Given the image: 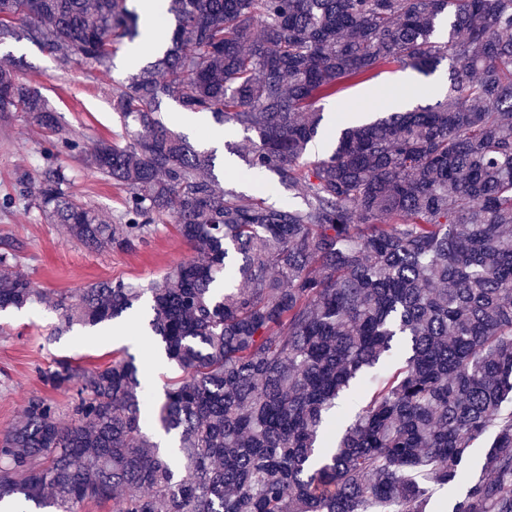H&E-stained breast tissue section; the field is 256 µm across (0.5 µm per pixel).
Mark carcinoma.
Segmentation results:
<instances>
[{
  "mask_svg": "<svg viewBox=\"0 0 512 512\" xmlns=\"http://www.w3.org/2000/svg\"><path fill=\"white\" fill-rule=\"evenodd\" d=\"M161 55L112 86L128 143L84 150L47 100L0 65V113L125 187L111 223L48 165L20 194L91 249L129 250L169 217L197 256L148 289L105 280L61 294L59 330L138 308L181 374L155 419L132 356L40 372L0 437V504L83 512H426L429 484H469L452 512H512V0H163ZM139 35L128 0H0V46L23 37L60 67L108 69ZM436 100L350 120L323 158L319 102L396 64ZM171 100L245 134L246 174L303 198L226 189L213 155L168 127ZM0 249V311L38 295ZM176 435L173 453L149 424ZM492 449L478 480L471 448Z\"/></svg>",
  "mask_w": 512,
  "mask_h": 512,
  "instance_id": "carcinoma-1",
  "label": "carcinoma"
}]
</instances>
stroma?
Here are the masks:
<instances>
[{
	"label": "stroma",
	"instance_id": "35a3bbf8",
	"mask_svg": "<svg viewBox=\"0 0 512 512\" xmlns=\"http://www.w3.org/2000/svg\"><path fill=\"white\" fill-rule=\"evenodd\" d=\"M0 64L12 66L37 88L61 122L78 134L84 148L120 133L110 92L129 74L116 64L105 73L90 65L63 69L54 55L24 40L9 42L7 51H0ZM412 76V70L391 64L377 70L372 78L343 83L336 98L356 112H382L386 105L375 101V94L396 91ZM50 139L48 130L30 117L13 114L0 118V242L15 246L17 272L41 293L39 300L24 309L0 312V435L22 417L31 397L44 396L60 410L68 409L72 393L52 390L39 379L40 370L55 360L66 358L89 368L133 354L143 364L147 389L155 396L162 394L166 381L178 374L167 362L156 361L154 345L138 339L142 329L138 315L97 329L76 326L55 335L59 314L49 305V298L102 280L145 285L191 257L192 251L170 221L155 225L135 250H92L71 239L63 225L45 220L36 209L17 200V173L25 171L38 177L47 160ZM54 161L70 169L75 197L94 206L104 219H111L121 209L126 195L121 186L85 169L72 155L60 153ZM242 168L239 162L229 170L223 160L215 162V173L224 187L246 189L248 195L263 197L270 206L302 205L301 195L278 186L272 175L267 178L272 185L269 191L243 186L238 176Z\"/></svg>",
	"mask_w": 512,
	"mask_h": 512
}]
</instances>
